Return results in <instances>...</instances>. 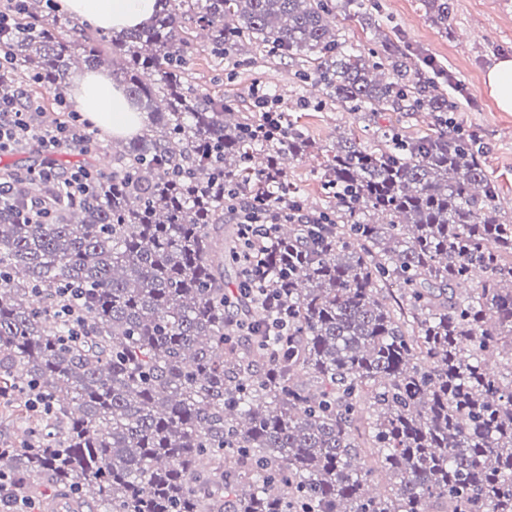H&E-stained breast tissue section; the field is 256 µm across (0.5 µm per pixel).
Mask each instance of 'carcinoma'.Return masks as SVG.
<instances>
[{"mask_svg": "<svg viewBox=\"0 0 512 512\" xmlns=\"http://www.w3.org/2000/svg\"><path fill=\"white\" fill-rule=\"evenodd\" d=\"M160 2L100 38L46 0L7 10L0 98L43 112L22 69L66 112L71 69L110 66L145 120L110 169L85 134L90 199L32 183L18 206L36 197L44 218L0 213V394L21 398L23 432L0 445V477L90 493L95 512H512V216L481 141L448 129L432 59L387 35L350 52L336 14L377 0ZM423 2L448 28L452 0ZM186 15L217 57L246 41L303 56L298 80L325 99L432 127L341 137L323 164L332 205L311 212L281 167L307 136L286 119L264 135L190 87ZM245 194L273 222L265 286L288 307L286 341L259 299L225 296L224 263L244 282ZM67 288L78 322L57 308Z\"/></svg>", "mask_w": 512, "mask_h": 512, "instance_id": "carcinoma-1", "label": "carcinoma"}]
</instances>
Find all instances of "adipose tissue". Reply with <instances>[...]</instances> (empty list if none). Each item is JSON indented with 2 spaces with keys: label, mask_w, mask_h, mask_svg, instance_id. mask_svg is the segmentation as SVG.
<instances>
[{
  "label": "adipose tissue",
  "mask_w": 512,
  "mask_h": 512,
  "mask_svg": "<svg viewBox=\"0 0 512 512\" xmlns=\"http://www.w3.org/2000/svg\"><path fill=\"white\" fill-rule=\"evenodd\" d=\"M157 0H60L62 11L76 21L120 31L141 25L155 12ZM75 101L98 129L115 138L135 134L142 120L133 104L101 73H88L77 82Z\"/></svg>",
  "instance_id": "adipose-tissue-1"
}]
</instances>
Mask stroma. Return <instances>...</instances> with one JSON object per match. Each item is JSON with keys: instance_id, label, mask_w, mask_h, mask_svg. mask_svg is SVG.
Returning <instances> with one entry per match:
<instances>
[{"instance_id": "stroma-1", "label": "stroma", "mask_w": 512, "mask_h": 512, "mask_svg": "<svg viewBox=\"0 0 512 512\" xmlns=\"http://www.w3.org/2000/svg\"><path fill=\"white\" fill-rule=\"evenodd\" d=\"M447 29L430 21L422 0H380L381 8L361 19L337 20L336 26L354 53L372 48L378 33L401 34L411 45L423 48L445 69L444 85L455 98L457 109L448 124L463 132H477L485 147V170L497 188L496 202L502 212L512 213V112L501 111L485 78L500 59L512 58V0H453ZM193 42L188 81L191 86L234 99L242 114L254 116L256 89H265L280 99L290 122L303 127L312 142L310 150L285 161L288 180L297 189L305 207L326 205L321 187L322 164L340 137L353 134L365 143L376 141V130L397 125L420 136L428 132L427 113L383 112L376 119L351 112L339 105L312 107L318 91L299 82L296 61L268 57L253 44H244L239 56L216 59L199 35L193 19L184 22Z\"/></svg>"}]
</instances>
